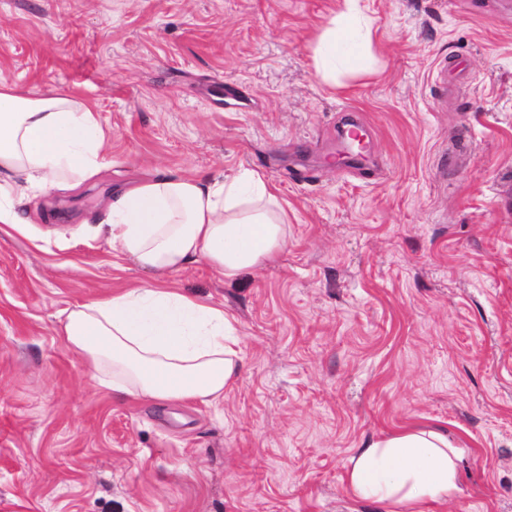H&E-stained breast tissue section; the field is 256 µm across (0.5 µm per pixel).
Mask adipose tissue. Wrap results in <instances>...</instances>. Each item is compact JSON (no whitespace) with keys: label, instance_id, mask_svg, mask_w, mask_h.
Here are the masks:
<instances>
[{"label":"adipose tissue","instance_id":"adipose-tissue-1","mask_svg":"<svg viewBox=\"0 0 512 512\" xmlns=\"http://www.w3.org/2000/svg\"><path fill=\"white\" fill-rule=\"evenodd\" d=\"M369 21L360 0L341 10L314 49L318 74L355 70L364 58ZM99 116L80 96L49 90L25 95L0 83V224L29 223L30 193L72 191L106 163ZM272 187L256 171L230 179L166 173L113 193L108 224L113 247L164 275L204 260L233 279L275 260L288 227ZM235 319L159 281L66 309L62 333L91 378L136 399L211 404L238 377ZM463 454L437 428L368 442L350 460L352 493L386 512H428L457 494Z\"/></svg>","mask_w":512,"mask_h":512}]
</instances>
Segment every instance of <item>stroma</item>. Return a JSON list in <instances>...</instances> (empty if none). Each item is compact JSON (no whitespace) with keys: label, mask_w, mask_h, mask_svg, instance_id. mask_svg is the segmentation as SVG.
Masks as SVG:
<instances>
[{"label":"stroma","mask_w":512,"mask_h":512,"mask_svg":"<svg viewBox=\"0 0 512 512\" xmlns=\"http://www.w3.org/2000/svg\"><path fill=\"white\" fill-rule=\"evenodd\" d=\"M369 65L323 80L341 0H0V82L89 101L111 164L49 222L0 224V512H384L371 439L436 426L464 453L430 512H512V0H362ZM352 107L373 132L330 165ZM274 185L288 245L167 282L236 319L210 405L118 396L58 314L153 283L104 203L156 172Z\"/></svg>","instance_id":"35a3bbf8"}]
</instances>
